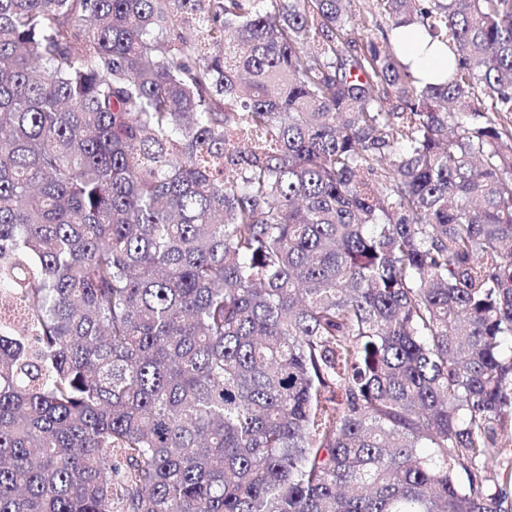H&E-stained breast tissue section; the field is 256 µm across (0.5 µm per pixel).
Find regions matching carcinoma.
Segmentation results:
<instances>
[{
  "label": "carcinoma",
  "instance_id": "obj_1",
  "mask_svg": "<svg viewBox=\"0 0 512 512\" xmlns=\"http://www.w3.org/2000/svg\"><path fill=\"white\" fill-rule=\"evenodd\" d=\"M376 2L0 0V512H512V0ZM355 4L352 24L355 31L354 37L357 38L358 42L370 29L378 32L376 30L378 24L386 27L385 20L378 12L376 2L373 0H356ZM399 48L405 62L421 74H432L437 69L447 67V59L435 49H427L419 31L414 28L405 29L399 41Z\"/></svg>",
  "mask_w": 512,
  "mask_h": 512
}]
</instances>
